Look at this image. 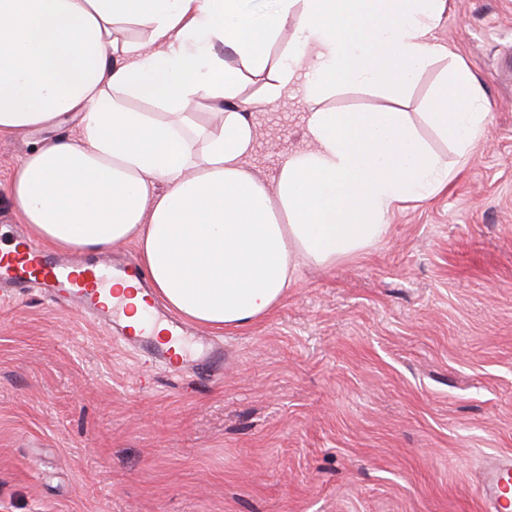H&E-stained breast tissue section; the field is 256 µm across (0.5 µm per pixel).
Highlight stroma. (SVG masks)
I'll return each mask as SVG.
<instances>
[{
  "instance_id": "35a3bbf8",
  "label": "stroma",
  "mask_w": 512,
  "mask_h": 512,
  "mask_svg": "<svg viewBox=\"0 0 512 512\" xmlns=\"http://www.w3.org/2000/svg\"><path fill=\"white\" fill-rule=\"evenodd\" d=\"M484 89L466 155L427 121L448 60L404 98L345 86L321 108L409 113L453 177L399 204L361 255L300 262L268 317L221 332L220 380L169 373L33 288L0 301V512H479L512 456V0H448L435 31ZM301 87L256 105L250 165L304 148ZM43 132L0 138L8 186Z\"/></svg>"
}]
</instances>
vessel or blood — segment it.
<instances>
[{
	"mask_svg": "<svg viewBox=\"0 0 512 512\" xmlns=\"http://www.w3.org/2000/svg\"><path fill=\"white\" fill-rule=\"evenodd\" d=\"M22 257L0 252V288L20 291L36 288L50 301L77 308L105 326L115 341L139 350L146 361L174 372L193 370L209 376L223 361L222 343L198 337V349L191 355H175L171 344L151 341L145 336L130 335L121 322L119 308L105 310L99 295L111 284L113 277L139 276V268L127 263L112 268L106 262H91L88 276H81L78 264L44 253L38 244L22 242ZM479 497L486 512H512V458L494 456L486 461L479 486Z\"/></svg>",
	"mask_w": 512,
	"mask_h": 512,
	"instance_id": "b4317fda",
	"label": "vessel or blood"
}]
</instances>
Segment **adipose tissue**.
Listing matches in <instances>:
<instances>
[{
	"instance_id": "1",
	"label": "adipose tissue",
	"mask_w": 512,
	"mask_h": 512,
	"mask_svg": "<svg viewBox=\"0 0 512 512\" xmlns=\"http://www.w3.org/2000/svg\"><path fill=\"white\" fill-rule=\"evenodd\" d=\"M447 0H0V135L77 121L39 141L9 185L17 216L53 250L136 242L156 295L216 331L255 323L284 299L299 258L328 266L387 233L397 204L448 183L447 163L407 113L310 112L309 148L266 184L246 163L250 111L294 82L315 101L345 83L400 97L447 58L434 31ZM146 26L145 39L126 37ZM287 47L269 63L268 44ZM268 71L260 99L242 98ZM152 104L149 112L129 99ZM213 105L199 125L191 107ZM459 151L484 133L482 86L455 61L428 103Z\"/></svg>"
}]
</instances>
